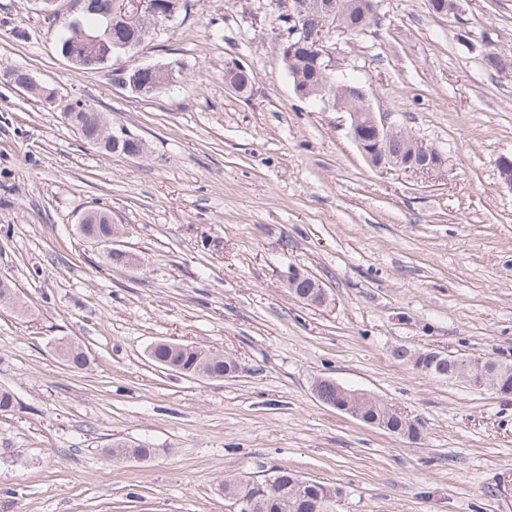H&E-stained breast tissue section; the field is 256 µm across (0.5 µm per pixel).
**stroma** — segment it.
Wrapping results in <instances>:
<instances>
[{"label": "stroma", "instance_id": "1", "mask_svg": "<svg viewBox=\"0 0 512 512\" xmlns=\"http://www.w3.org/2000/svg\"><path fill=\"white\" fill-rule=\"evenodd\" d=\"M380 25L333 36L337 63L446 157L429 174L373 168L348 113L298 98L270 0H191L115 66L177 59L152 97L111 69H75L33 0H0V65L59 100L95 104L143 139L135 159L85 143L55 104L0 82V512H230L224 480L285 466L338 489V512H512V395L413 370L405 345L512 363V0H381ZM243 61L252 89L224 80ZM111 210L135 265L77 230ZM317 277L308 306L288 268ZM88 362L69 368L59 339ZM232 356L237 373L156 366L157 341ZM364 390L418 422L411 441L321 404L315 378ZM122 440L152 448L115 460Z\"/></svg>", "mask_w": 512, "mask_h": 512}]
</instances>
